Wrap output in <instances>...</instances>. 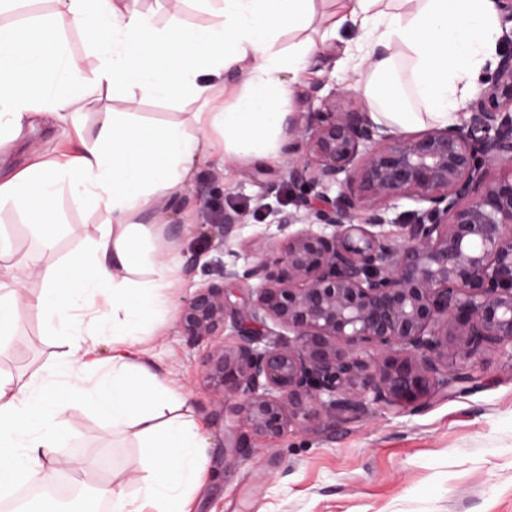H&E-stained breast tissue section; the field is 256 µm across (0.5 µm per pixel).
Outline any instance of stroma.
I'll return each instance as SVG.
<instances>
[{"label":"stroma","instance_id":"obj_1","mask_svg":"<svg viewBox=\"0 0 512 512\" xmlns=\"http://www.w3.org/2000/svg\"><path fill=\"white\" fill-rule=\"evenodd\" d=\"M139 6L161 28L210 21L196 0H186L177 13L168 0H139ZM357 37L356 30H342L312 58L283 106L289 124L301 122L314 85L325 82L355 91L358 67L344 69L339 61ZM96 91L99 108L85 114V132L96 130L100 113L115 112L144 125H181L201 141L191 179L135 218L152 225L154 253L180 264L183 284L170 290L167 313L145 326L136 343L183 388L194 414L205 422L210 475L196 495L194 512H512V358L499 352L481 358L482 387L438 395L418 412L396 415L372 407L352 419L324 421L279 442L256 444L246 458L225 447L229 433L221 398L202 381L212 342L187 343L178 313L195 288L216 273L220 253L215 243L225 211L244 214L237 236L242 257H249L256 237L279 235L278 220L293 209L295 199L286 174L288 158L280 151L272 159H225L223 131L199 130L195 115L206 106L189 93L149 97L131 106L120 91ZM76 147L73 128L26 129L0 149V176L26 166L32 153ZM56 208L57 245L46 258L25 214L0 206V236L11 243L10 253L0 257V280L9 270H28L24 288L31 296L44 286L39 271L48 259L89 253L111 219L104 209L65 191ZM62 339V329L49 326L36 308L21 307L12 340L0 347V373L28 380L52 362ZM65 418L69 437L55 458L88 459L85 482L98 489L117 487L118 474L129 472L140 457L133 431L104 433L98 415L80 403Z\"/></svg>","mask_w":512,"mask_h":512}]
</instances>
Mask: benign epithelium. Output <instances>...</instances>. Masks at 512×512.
Instances as JSON below:
<instances>
[{"instance_id":"benign-epithelium-1","label":"benign epithelium","mask_w":512,"mask_h":512,"mask_svg":"<svg viewBox=\"0 0 512 512\" xmlns=\"http://www.w3.org/2000/svg\"><path fill=\"white\" fill-rule=\"evenodd\" d=\"M480 85L467 122L409 134L340 108L333 89L285 148L296 199L283 239L257 240L241 264L243 215L224 212L218 273L179 324L190 344L221 338L203 382L234 400L230 447L371 406L416 412L475 385L482 353L512 358V50ZM402 198L419 208L393 229Z\"/></svg>"}]
</instances>
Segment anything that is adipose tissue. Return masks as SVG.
I'll list each match as a JSON object with an SVG mask.
<instances>
[{
	"instance_id": "obj_1",
	"label": "adipose tissue",
	"mask_w": 512,
	"mask_h": 512,
	"mask_svg": "<svg viewBox=\"0 0 512 512\" xmlns=\"http://www.w3.org/2000/svg\"><path fill=\"white\" fill-rule=\"evenodd\" d=\"M46 27L23 31L0 24V145L19 138L33 114L75 123L95 107L75 96L63 75L82 59L68 55L60 34L79 28L98 49V86L121 88L129 103L188 90L210 99L228 71L243 88L203 122L224 131V156L272 154L287 121L281 108L310 58L342 28H356L355 53L369 62L359 91L374 123L408 130L425 121L445 126L458 112L483 66L497 49L494 0H336L319 36L282 49L284 31L307 29L314 0H203L213 21L205 27L158 29L138 0H58ZM199 140L177 125L144 127L104 114L96 134L81 140L75 157L35 162L0 180V206L25 213L42 248L53 251L56 198L65 190L112 213L92 256L48 265L45 288L33 304L48 325L72 329L56 361L23 389L0 376V493L47 475L55 448L67 436L64 415L77 402L90 406L105 429L134 430L141 458L128 478L136 500L112 496V512H190L207 467L200 425L184 414L186 396L155 371L133 340L144 322L166 307L170 262L142 257L152 228L132 223L136 213L165 198L188 176ZM145 266L152 278L131 275ZM112 325V374L97 383L74 382L75 366L91 353V339Z\"/></svg>"
}]
</instances>
